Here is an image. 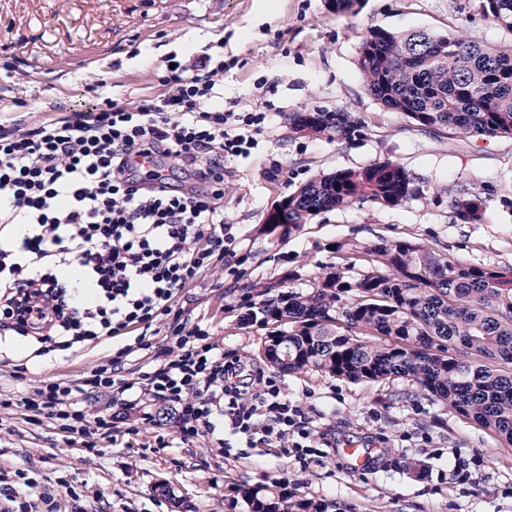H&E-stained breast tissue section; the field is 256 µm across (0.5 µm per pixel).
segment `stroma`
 <instances>
[{"label": "stroma", "instance_id": "stroma-1", "mask_svg": "<svg viewBox=\"0 0 512 512\" xmlns=\"http://www.w3.org/2000/svg\"><path fill=\"white\" fill-rule=\"evenodd\" d=\"M375 29L512 40L479 13L477 0H364L351 16L336 15L326 0H0V123L36 126L107 97L132 107L163 91L170 59L223 55L225 110L266 119L250 153L224 163V221L236 227L235 251L203 269L176 303L225 354L255 365L266 332L242 322L243 287L280 282L307 291L337 262V245L413 240L468 263L512 267V138L423 131L386 109L358 67L360 41ZM317 109L352 113L362 136L336 141L290 129V114ZM377 161L409 175L413 194L403 205L360 200L288 233L269 230L268 213L306 183ZM466 192L483 199V223L456 216L454 201ZM33 350L18 338L0 352V402L14 401L0 405V474L63 478L75 494H59L58 512H71L76 501L85 512H172L160 484L176 487L190 512H225L232 482L283 476L290 491L356 512H512V447L404 379L348 383L316 370L276 376L312 430L329 428L338 442L379 450L365 472L333 454L303 468L262 443L228 456L212 435L184 445L161 416L88 453L52 421L27 423L15 401L51 379L77 383L111 353V342L68 358ZM21 363L28 370L20 380ZM161 439L166 449H158ZM459 460L469 465V481L453 473Z\"/></svg>", "mask_w": 512, "mask_h": 512}]
</instances>
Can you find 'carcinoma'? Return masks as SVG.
<instances>
[{
  "label": "carcinoma",
  "instance_id": "cac0c4a2",
  "mask_svg": "<svg viewBox=\"0 0 512 512\" xmlns=\"http://www.w3.org/2000/svg\"><path fill=\"white\" fill-rule=\"evenodd\" d=\"M480 12L512 32V0H478ZM448 46L441 56L426 45ZM367 91L421 129L467 138L512 137V41L497 45L459 34L382 29L360 42ZM290 128L303 136L352 141L363 126L345 111L296 112ZM412 195L399 166L375 162L315 179L288 197L285 231L324 210L369 199L396 207ZM459 218L483 222L477 194L455 201ZM341 262L306 292L256 293L247 322L280 339L288 359H267L276 372L308 370L350 383L403 378L512 447V268L462 262L418 242L337 246ZM359 263L370 271L358 278ZM228 512H354L289 493L276 482L236 485Z\"/></svg>",
  "mask_w": 512,
  "mask_h": 512
}]
</instances>
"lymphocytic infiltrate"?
Returning a JSON list of instances; mask_svg holds the SVG:
<instances>
[{
    "label": "lymphocytic infiltrate",
    "instance_id": "1",
    "mask_svg": "<svg viewBox=\"0 0 512 512\" xmlns=\"http://www.w3.org/2000/svg\"><path fill=\"white\" fill-rule=\"evenodd\" d=\"M223 80V57L205 54L174 63L166 91L137 106L107 98L51 123L0 124V231L27 228L0 248V343L31 336L42 356L134 337L79 383L46 381L21 399L30 422L50 419L88 452L111 434L113 416L88 415L78 396L137 390L161 403L185 444L224 425L246 447L259 437L304 466L333 445L313 436L275 378L225 358L176 307L178 291L237 244L220 206L224 161L254 148L264 119L225 111L215 93ZM68 268L76 280L63 279ZM161 316L173 346L157 353ZM147 352V370L129 377L127 362ZM0 497L18 512H44L54 499L43 481L4 475Z\"/></svg>",
    "mask_w": 512,
    "mask_h": 512
}]
</instances>
